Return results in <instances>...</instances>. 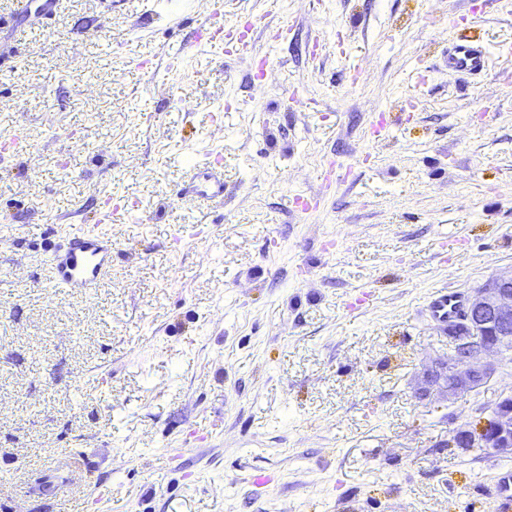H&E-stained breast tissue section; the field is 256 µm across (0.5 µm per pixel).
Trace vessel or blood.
Instances as JSON below:
<instances>
[{
    "label": "vessel or blood",
    "instance_id": "b4317fda",
    "mask_svg": "<svg viewBox=\"0 0 512 512\" xmlns=\"http://www.w3.org/2000/svg\"><path fill=\"white\" fill-rule=\"evenodd\" d=\"M491 55L482 46L469 40L455 43L443 59L446 68L466 77L486 71ZM189 193L196 198L220 202L224 199V157L208 154L205 161L192 169ZM138 202L123 196L110 203L96 223L82 225L69 238L67 248H55L50 265L55 283L63 288H91L98 283L103 270L112 261V237L108 224L119 221L136 209ZM464 307V298L457 291H438L427 307L428 316L445 326L454 325Z\"/></svg>",
    "mask_w": 512,
    "mask_h": 512
}]
</instances>
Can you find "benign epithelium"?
<instances>
[{
    "mask_svg": "<svg viewBox=\"0 0 512 512\" xmlns=\"http://www.w3.org/2000/svg\"><path fill=\"white\" fill-rule=\"evenodd\" d=\"M512 273L489 279L475 291L466 314L465 328L455 336L453 354L438 369L448 373L446 391L452 398L485 384L503 364L512 362ZM501 397L492 418L453 431L457 448H483L490 454L512 456V411L502 408L511 399Z\"/></svg>",
    "mask_w": 512,
    "mask_h": 512,
    "instance_id": "1",
    "label": "benign epithelium"
}]
</instances>
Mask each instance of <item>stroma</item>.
<instances>
[{
	"instance_id": "1",
	"label": "stroma",
	"mask_w": 512,
	"mask_h": 512,
	"mask_svg": "<svg viewBox=\"0 0 512 512\" xmlns=\"http://www.w3.org/2000/svg\"><path fill=\"white\" fill-rule=\"evenodd\" d=\"M0 0V512H512L421 391L427 297L512 271V0ZM486 73L438 69L448 43ZM224 156L223 203L180 197ZM327 181H320V171ZM112 265L49 250L108 195ZM317 195L309 210L295 196ZM491 55L481 45L469 40L455 43L443 59V65L453 72L473 77L486 71ZM96 224L82 225L69 238L66 249L57 247L50 254V265L55 283L62 288H93L103 270L112 262V237L106 226L120 221L137 208L132 196H122L112 203Z\"/></svg>"
}]
</instances>
